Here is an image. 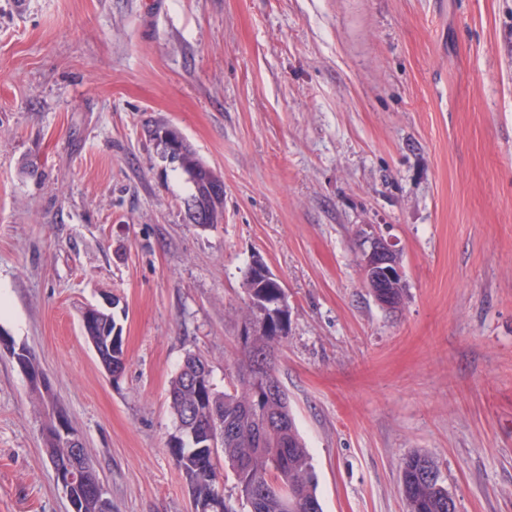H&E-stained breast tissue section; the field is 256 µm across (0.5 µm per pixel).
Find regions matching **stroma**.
I'll list each match as a JSON object with an SVG mask.
<instances>
[{
    "mask_svg": "<svg viewBox=\"0 0 512 512\" xmlns=\"http://www.w3.org/2000/svg\"><path fill=\"white\" fill-rule=\"evenodd\" d=\"M176 129L224 181L190 224ZM403 309L363 285L364 225ZM288 291L278 380L323 512H407L435 457L459 512H512V0H0V336L26 346L112 512H191L167 447L187 354L237 357L243 272ZM123 325L111 379L81 326ZM45 413L0 353V512H71ZM364 239V243L369 244L359 254V267L364 284L383 308L398 310L403 306L404 298L394 297L386 288H394L395 294L405 295L406 285L401 288L396 286L397 280H403L399 250L391 240L377 233L365 235ZM376 293L379 294V299L375 296Z\"/></svg>",
    "mask_w": 512,
    "mask_h": 512,
    "instance_id": "obj_1",
    "label": "stroma"
}]
</instances>
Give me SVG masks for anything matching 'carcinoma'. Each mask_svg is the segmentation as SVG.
Wrapping results in <instances>:
<instances>
[{"label": "carcinoma", "mask_w": 512, "mask_h": 512, "mask_svg": "<svg viewBox=\"0 0 512 512\" xmlns=\"http://www.w3.org/2000/svg\"><path fill=\"white\" fill-rule=\"evenodd\" d=\"M177 167L193 186L191 197L205 208L224 207L214 203L206 184L217 178L187 144L183 145ZM253 269L244 273L243 286L249 294L248 308L252 314L269 310L277 299L278 289L264 281L252 280ZM87 339L104 348V354L114 359L125 357L123 327L114 314L96 310L95 325ZM269 336L254 338L255 346L266 351L260 371L270 381H278L275 374L273 347ZM235 372L228 376L227 385L220 391L207 373L208 388L205 402L221 410L224 427V446L216 449L232 469L238 499L245 502L250 512H322L317 496V476L310 454L297 429L288 395L282 387L270 393L263 382L254 385L238 379V373L255 371V362L246 348L234 364ZM186 373H177L169 395L173 396L174 414L180 406L194 401V395L185 384ZM69 445L55 437H45L46 460L56 468H72L74 460L68 454ZM177 468L187 482L191 496L198 501L209 500L219 489L217 470L207 469L203 460L211 449L200 448L187 438L169 446ZM401 486L409 512H448V487L438 462L432 457L414 453L403 462Z\"/></svg>", "instance_id": "obj_1"}]
</instances>
